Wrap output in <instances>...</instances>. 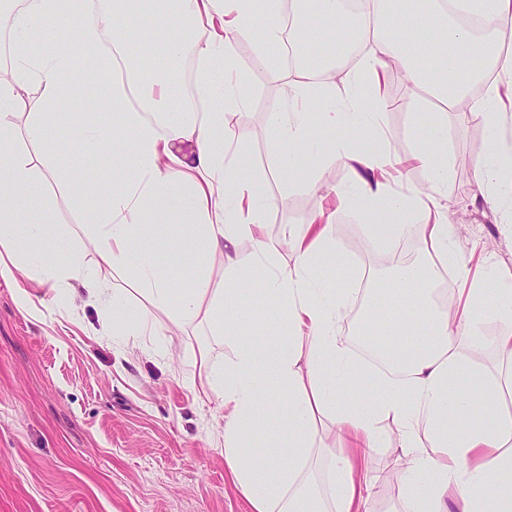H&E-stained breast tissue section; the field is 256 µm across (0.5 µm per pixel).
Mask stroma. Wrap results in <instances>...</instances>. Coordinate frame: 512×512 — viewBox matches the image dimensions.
<instances>
[{
    "label": "stroma",
    "mask_w": 512,
    "mask_h": 512,
    "mask_svg": "<svg viewBox=\"0 0 512 512\" xmlns=\"http://www.w3.org/2000/svg\"><path fill=\"white\" fill-rule=\"evenodd\" d=\"M238 70L252 93L227 117L234 149L226 162L261 179L272 199L264 216L266 236L280 243L289 225L316 213H333L331 232L347 265H327L321 275L337 286L358 284L368 273L370 293L385 289L398 268L391 252L376 246L355 209L336 195L351 184L342 160L318 168L313 185L293 184L278 172L279 145L265 120L288 109L278 71L255 51L254 36L233 43ZM70 106L58 107L61 131L76 118L119 127L118 116L95 106L74 82ZM377 143L405 156L433 119L409 82L389 88ZM448 221L455 247L450 267L467 265L479 277L484 262L512 274V237L501 230L491 198L482 196L477 164L489 148L486 128L470 114L448 120ZM43 190L58 223L72 230L84 266L97 264L88 240L87 215L102 205L87 192L75 194L66 179L45 177ZM105 291H124L128 306L115 312L56 287L29 283L33 306L21 307L11 280L0 277V512H249L232 487L224 462V421L213 395L203 391L192 354L207 349L223 367L235 346L258 344L279 327L266 315L215 336L203 318L174 325L167 311L152 309L154 334L130 336L131 312L148 301L133 276L106 273ZM373 512H386L404 491L396 454L375 453Z\"/></svg>",
    "instance_id": "1"
}]
</instances>
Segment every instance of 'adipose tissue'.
<instances>
[{"instance_id":"1","label":"adipose tissue","mask_w":512,"mask_h":512,"mask_svg":"<svg viewBox=\"0 0 512 512\" xmlns=\"http://www.w3.org/2000/svg\"><path fill=\"white\" fill-rule=\"evenodd\" d=\"M0 0L8 14L13 77L0 80V276L32 272L45 281H66L90 295L102 292L101 271L132 274L152 307L167 309L180 323L205 315L216 333L257 318L275 303L282 333L260 347L235 349L222 369H213L206 352L194 357L204 387L223 409L224 461L237 492L251 512H369L372 481L361 468L381 448L400 455L404 499L389 512H512V417L497 410L501 384L479 368L474 352L486 339L481 323L489 317L512 321V276L489 272L465 301L447 309L434 299L442 276L436 263L395 276L390 317L368 306L367 318L387 319L393 340L390 368L373 370L354 357L338 335L337 318L357 300L354 288H339L320 277L318 267L345 258L330 232L332 221L314 215L289 229L285 241L296 256L288 266L262 233L271 204L264 184L251 173L228 167L230 143L224 123L248 99L235 70V37L257 34L256 50L277 64L284 42L299 40L332 47L346 40L344 0H319L310 24L285 29L284 0ZM363 51L355 67L322 63L318 71L300 69L284 76L297 112H272L268 123L280 146L278 169L293 183L311 180L296 163L308 154L314 165L339 156L357 163L350 189L340 191L369 223L374 242L398 245L417 236L426 250L447 255L453 229L443 219L448 201V115L463 99L489 133L491 148L480 161L479 185L512 194V145L497 138L503 93L512 94V0H362ZM148 24L141 41L154 44L160 66L145 58L136 65L141 108L129 102V85L117 82L103 109L120 114L123 135L102 126H83L77 149L50 154V172L64 173L81 187V161L112 154L119 163L110 184L100 186L103 207L95 210L90 242L96 270H86L71 249V230L57 223L29 161L16 155L18 131L38 142L55 134V109L62 81L76 55L104 73L115 67L114 47L127 44L136 17ZM490 34L477 39L466 19ZM63 32L55 48L31 53L46 24ZM199 62L195 94L176 99L171 77L187 54ZM401 65L416 89L443 102L409 157L395 158L372 145L381 128L380 89L390 63ZM485 87L470 98L472 84ZM205 119H198L200 104ZM154 112L155 121L143 118ZM348 128L353 137L320 148L318 127ZM194 145L191 159L170 144ZM423 168L419 188L393 189L390 171ZM153 210L152 223L141 219ZM171 255L193 272L190 286L173 295L159 273V259ZM239 285L217 293L215 265ZM467 334H459V327ZM309 371H302V364ZM481 391L484 417L472 414L473 391ZM397 423V438L379 426ZM329 421L348 452L321 442L318 425ZM277 424L269 441L268 424ZM262 455L244 450V439Z\"/></svg>"}]
</instances>
